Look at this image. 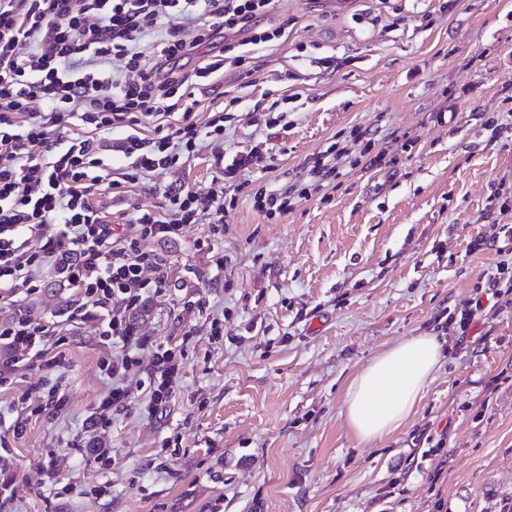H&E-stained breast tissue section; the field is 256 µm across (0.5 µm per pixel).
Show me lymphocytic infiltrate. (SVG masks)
I'll use <instances>...</instances> for the list:
<instances>
[{"label":"lymphocytic infiltrate","instance_id":"1","mask_svg":"<svg viewBox=\"0 0 512 512\" xmlns=\"http://www.w3.org/2000/svg\"><path fill=\"white\" fill-rule=\"evenodd\" d=\"M271 9L272 0H0V306L10 312L0 323L7 352L0 386L31 364L58 363L49 348L64 337L33 320L24 302L43 268L69 256L62 271L83 302L69 309L68 321L98 320L102 341L117 350L101 363L112 379L98 401L101 413L126 404L124 378L144 353L151 373L142 412L156 415L173 400L182 362L174 348L142 335L131 315L146 287L177 294L158 246L181 239L185 225L208 219L193 247L223 267L224 189L204 198L175 190L167 214L137 210L132 233L114 234L95 204L102 183L89 174L104 149L98 135L132 117L155 122V137L129 135L114 145L129 165L110 180L113 189L195 154L201 134L185 101L196 85L243 58L214 55L189 71L182 60L222 33L269 40L257 24ZM147 37L156 42L150 60L139 50ZM174 112L179 120H171ZM75 120L85 136H66ZM147 240L155 249H144Z\"/></svg>","mask_w":512,"mask_h":512}]
</instances>
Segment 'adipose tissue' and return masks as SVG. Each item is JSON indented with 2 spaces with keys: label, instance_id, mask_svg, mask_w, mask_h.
<instances>
[{
  "label": "adipose tissue",
  "instance_id": "adipose-tissue-1",
  "mask_svg": "<svg viewBox=\"0 0 512 512\" xmlns=\"http://www.w3.org/2000/svg\"><path fill=\"white\" fill-rule=\"evenodd\" d=\"M442 349L437 337L409 336L356 371L342 400V413L352 435L368 443L400 428L434 380Z\"/></svg>",
  "mask_w": 512,
  "mask_h": 512
}]
</instances>
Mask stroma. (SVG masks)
<instances>
[{"mask_svg": "<svg viewBox=\"0 0 512 512\" xmlns=\"http://www.w3.org/2000/svg\"><path fill=\"white\" fill-rule=\"evenodd\" d=\"M225 43V66L195 92L191 119L223 111L224 140L98 204L110 224L166 213L170 189L224 186V266L186 225L163 246L180 296L148 294L134 321L177 347L172 403L142 414L149 356L130 398L100 418L113 354L97 321L67 329L58 367L0 386V439L12 465L0 512H505L512 506V305L486 282L512 254L479 251L512 227V0H275L262 30ZM377 132L386 157L313 183L331 145L357 153ZM258 150L260 164L232 168ZM223 155L228 169L215 163ZM307 189L266 218L252 193ZM48 264L26 301L64 323L81 304ZM469 310L467 331L447 324ZM224 336L212 339V321ZM438 336L444 357L414 413L363 443L341 412L348 379L395 342ZM57 376L65 402L30 413L18 399ZM22 421L13 438L8 427ZM106 450L109 461L92 451ZM53 470L47 480L45 470Z\"/></svg>", "mask_w": 512, "mask_h": 512, "instance_id": "obj_1", "label": "stroma"}]
</instances>
